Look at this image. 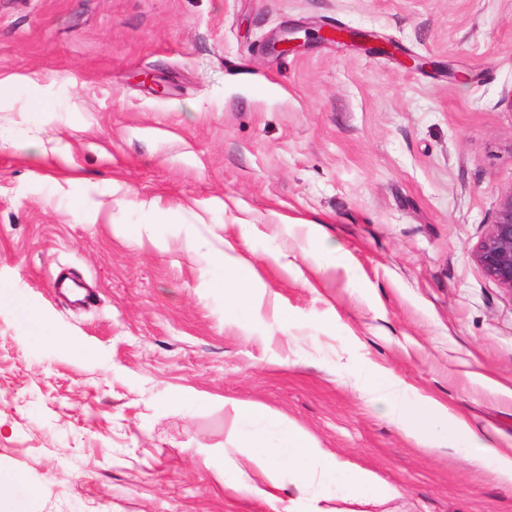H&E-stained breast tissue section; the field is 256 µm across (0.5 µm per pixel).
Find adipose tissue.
Wrapping results in <instances>:
<instances>
[{
  "instance_id": "obj_1",
  "label": "adipose tissue",
  "mask_w": 512,
  "mask_h": 512,
  "mask_svg": "<svg viewBox=\"0 0 512 512\" xmlns=\"http://www.w3.org/2000/svg\"><path fill=\"white\" fill-rule=\"evenodd\" d=\"M366 389L386 396L391 404L393 423L423 446L456 448L466 440L471 447H478L476 435L463 418L435 401L416 396L404 379L372 372L368 375ZM236 412L242 422L267 423L275 435V444L270 448L247 439L241 446L224 451V462L228 467L236 468L238 456L243 455L267 471L268 484L262 487L250 485L248 474L238 470L239 483L249 485L254 496L272 498L274 491L282 487L279 474L284 470L297 485L317 488L333 483L354 500L366 501L387 495V488L373 472L327 455L288 421L267 414L262 405L240 404Z\"/></svg>"
}]
</instances>
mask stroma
<instances>
[{
    "label": "stroma",
    "instance_id": "stroma-1",
    "mask_svg": "<svg viewBox=\"0 0 512 512\" xmlns=\"http://www.w3.org/2000/svg\"><path fill=\"white\" fill-rule=\"evenodd\" d=\"M295 25L431 65L270 53ZM10 75L0 475L40 484L27 512H306L291 479L262 500L225 472L268 434L238 419L247 401L392 490L329 487L325 512H512V481L422 447L364 389L399 376L512 446V291L476 260L512 189V0H0ZM229 245L254 285L242 315L213 285ZM20 318L25 327L32 334V337L42 343H52L58 339L54 330L32 309L21 305L19 306Z\"/></svg>",
    "mask_w": 512,
    "mask_h": 512
}]
</instances>
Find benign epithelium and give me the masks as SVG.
I'll return each instance as SVG.
<instances>
[{"label":"benign epithelium","mask_w":512,"mask_h":512,"mask_svg":"<svg viewBox=\"0 0 512 512\" xmlns=\"http://www.w3.org/2000/svg\"><path fill=\"white\" fill-rule=\"evenodd\" d=\"M316 36L325 41L357 42L365 39L367 34L357 30H326L314 34L296 28L274 43L272 50L279 55L292 53ZM476 258L490 277L512 290V189L498 199L490 228L478 247Z\"/></svg>","instance_id":"benign-epithelium-1"}]
</instances>
